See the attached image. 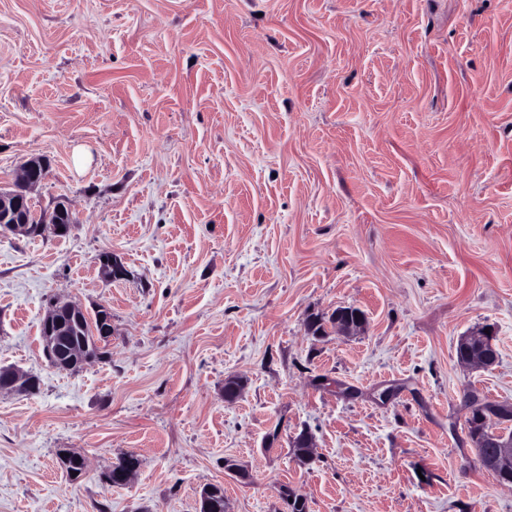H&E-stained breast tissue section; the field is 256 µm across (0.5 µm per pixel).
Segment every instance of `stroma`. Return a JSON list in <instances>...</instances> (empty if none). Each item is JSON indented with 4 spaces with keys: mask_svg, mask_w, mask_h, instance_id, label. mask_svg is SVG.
<instances>
[{
    "mask_svg": "<svg viewBox=\"0 0 512 512\" xmlns=\"http://www.w3.org/2000/svg\"><path fill=\"white\" fill-rule=\"evenodd\" d=\"M34 156L76 222L0 233V367L40 378L0 395V512H512L464 404L512 403V0H0V186ZM55 298L109 308L107 359L50 366ZM350 307H340L336 312V333L342 336L360 335L364 332L367 323V316L361 310L352 312ZM480 331L460 338L459 344L463 347V354L458 362L461 366L488 370L497 363L498 351L494 342V332L491 329H488V333H485V329ZM138 469L139 459L134 454H124L118 458L117 462L112 465V469L105 475V483L109 486L108 482L112 478V486L118 475L127 470L128 468ZM135 470H128L117 479V483L120 485L127 484L133 476Z\"/></svg>",
    "mask_w": 512,
    "mask_h": 512,
    "instance_id": "35a3bbf8",
    "label": "stroma"
}]
</instances>
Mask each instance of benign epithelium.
Wrapping results in <instances>:
<instances>
[{
    "label": "benign epithelium",
    "mask_w": 512,
    "mask_h": 512,
    "mask_svg": "<svg viewBox=\"0 0 512 512\" xmlns=\"http://www.w3.org/2000/svg\"><path fill=\"white\" fill-rule=\"evenodd\" d=\"M48 168L39 158L27 160L21 167L19 177L13 187L6 190L0 187V228L21 238L40 237L46 230L55 235H66L75 218L70 206L57 205L47 217L36 214L32 208L29 193L47 177ZM106 261L100 262L102 274L116 280L124 275V267L117 257L109 252L102 254ZM84 309L69 301H55L40 324L41 338L46 355L54 368L63 370L83 369L88 359L83 349L70 340L64 329V318L77 316ZM367 316L362 310H336V333L354 336L364 332ZM463 354L458 359L460 365L472 369H490L497 363L498 351L493 331L473 332L459 340ZM37 381L12 368H0V394L4 392L31 395L36 393ZM512 407L507 405L498 414L486 416L483 422L490 426L488 434L493 447L497 448L495 464L507 471L512 468V435L493 426L499 417L508 415Z\"/></svg>",
    "instance_id": "7a95c632"
}]
</instances>
